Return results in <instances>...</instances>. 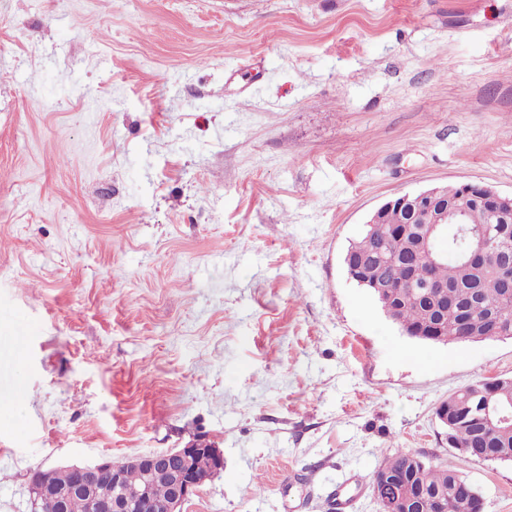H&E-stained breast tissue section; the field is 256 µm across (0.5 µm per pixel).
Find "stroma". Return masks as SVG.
<instances>
[{"instance_id":"35a3bbf8","label":"stroma","mask_w":512,"mask_h":512,"mask_svg":"<svg viewBox=\"0 0 512 512\" xmlns=\"http://www.w3.org/2000/svg\"><path fill=\"white\" fill-rule=\"evenodd\" d=\"M463 182L512 193V0H0V512L197 438L183 512H379L398 449L512 512L436 416L512 338L418 343L343 266ZM372 491L375 500L380 506V512H398L392 510L395 502L393 492L396 491L399 497L398 491L392 481H387L385 478L380 479L376 476L372 477Z\"/></svg>"}]
</instances>
